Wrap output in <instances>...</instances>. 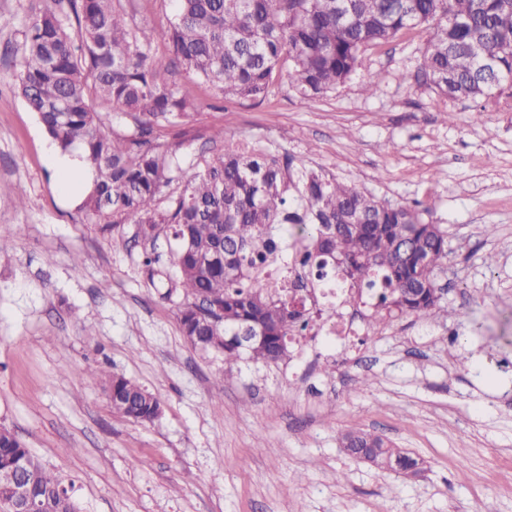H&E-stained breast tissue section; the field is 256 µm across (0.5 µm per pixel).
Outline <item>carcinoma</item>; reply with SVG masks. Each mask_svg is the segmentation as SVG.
I'll use <instances>...</instances> for the list:
<instances>
[{
    "label": "carcinoma",
    "instance_id": "1",
    "mask_svg": "<svg viewBox=\"0 0 512 512\" xmlns=\"http://www.w3.org/2000/svg\"><path fill=\"white\" fill-rule=\"evenodd\" d=\"M168 40L175 66L223 97L262 103L274 73L307 100L346 83L362 52L401 30L433 26L417 79L438 94L483 101L512 98V0H174ZM18 94L63 153L77 151L92 171L78 205L112 234L136 226L144 263L170 248L178 323L193 347L254 362L288 358V337L306 331L315 287L297 269L331 273L350 304L372 294L367 326L409 316L437 320L438 281L448 271V232L416 206L391 204L321 170L296 167L253 144H226L188 175L157 132L196 109L169 67L138 45L116 0H51L28 20ZM112 104L131 132L105 130L95 104ZM263 330L248 346L236 339ZM112 410L138 423L162 414L159 398L122 374L102 380ZM369 450L371 465L416 474L421 462L362 429L341 447ZM25 471L43 512H79L69 489L10 429L0 427V474Z\"/></svg>",
    "mask_w": 512,
    "mask_h": 512
}]
</instances>
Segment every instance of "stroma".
<instances>
[{
    "label": "stroma",
    "instance_id": "stroma-1",
    "mask_svg": "<svg viewBox=\"0 0 512 512\" xmlns=\"http://www.w3.org/2000/svg\"><path fill=\"white\" fill-rule=\"evenodd\" d=\"M121 3L144 50L170 64L172 0ZM41 5L0 0V183L27 197L19 207L0 195L11 233L0 248V426L73 484L80 512H512V98L483 105L418 83L427 24L368 49L351 80L310 102L284 80L253 105L178 74L196 110L158 140L188 170L213 155L220 128L227 142L420 205L448 230L447 316L362 327L331 352L315 337L277 364H228L183 339L170 268L147 273L135 226L101 234L64 195L51 141L14 86ZM373 73L384 80L369 96ZM90 367L152 391L162 417L114 414ZM364 375L371 386L353 391ZM356 429L422 461V477L347 454L341 436Z\"/></svg>",
    "mask_w": 512,
    "mask_h": 512
}]
</instances>
